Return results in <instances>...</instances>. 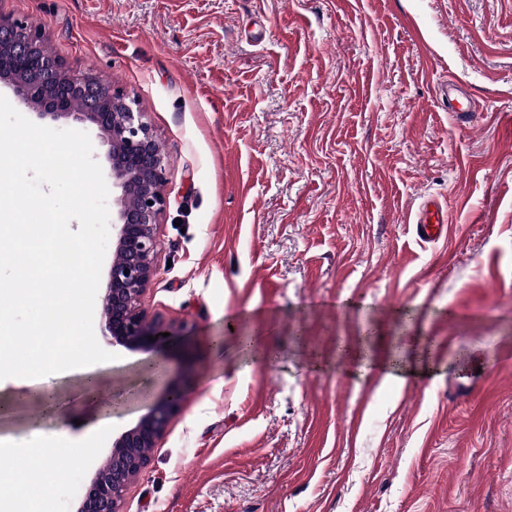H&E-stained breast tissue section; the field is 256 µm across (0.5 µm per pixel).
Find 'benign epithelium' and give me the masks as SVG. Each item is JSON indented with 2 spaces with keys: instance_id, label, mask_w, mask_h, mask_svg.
I'll return each instance as SVG.
<instances>
[{
  "instance_id": "1",
  "label": "benign epithelium",
  "mask_w": 512,
  "mask_h": 512,
  "mask_svg": "<svg viewBox=\"0 0 512 512\" xmlns=\"http://www.w3.org/2000/svg\"><path fill=\"white\" fill-rule=\"evenodd\" d=\"M0 81L41 117L93 125L108 146L112 175V262L102 299L101 334L130 351L154 352L179 343L192 327L150 317L142 299L157 273L160 220L168 200L167 160L137 96L89 74L73 72L47 48L44 30L0 14ZM84 102L81 110L73 108ZM153 336L151 342L147 336ZM184 390L167 389L112 450L79 497L78 512H122L129 483L149 466L138 449L153 448L180 411Z\"/></svg>"
}]
</instances>
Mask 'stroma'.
I'll list each match as a JSON object with an SVG mask.
<instances>
[{
	"instance_id": "1",
	"label": "stroma",
	"mask_w": 512,
	"mask_h": 512,
	"mask_svg": "<svg viewBox=\"0 0 512 512\" xmlns=\"http://www.w3.org/2000/svg\"><path fill=\"white\" fill-rule=\"evenodd\" d=\"M67 66L135 93L167 155L147 353L0 380V512H75L143 414L188 383L124 512H512V0H0ZM476 115L457 122L449 98ZM446 203L430 243L414 220ZM266 334L250 357L224 321ZM373 337L372 366L338 357ZM399 336L429 373L382 384ZM224 338L223 351L210 340ZM100 401L82 402L87 373ZM67 408L49 414L43 390ZM31 462H36L40 466V468L42 469V471L44 473L45 467H44L43 460L41 458L33 459V458H27V457H18L15 459V463H14V466L12 467V469H10L8 471L1 470V473H0L1 493H2V491H4V487L8 483L12 484L14 493L17 495L25 494L26 490L31 485H36V484L41 483L42 480L37 483H31L30 481L26 480V471H27L28 465ZM20 484L27 485V486H24L23 488L20 489L19 488Z\"/></svg>"
}]
</instances>
